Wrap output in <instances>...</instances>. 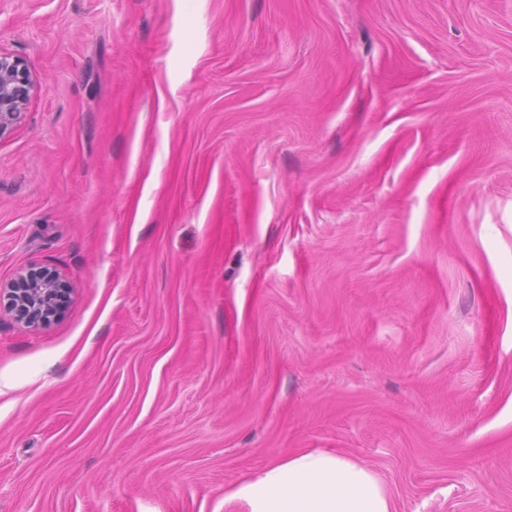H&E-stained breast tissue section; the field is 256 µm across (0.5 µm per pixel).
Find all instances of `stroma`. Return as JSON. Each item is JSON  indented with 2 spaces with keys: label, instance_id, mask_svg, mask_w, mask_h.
I'll list each match as a JSON object with an SVG mask.
<instances>
[{
  "label": "stroma",
  "instance_id": "35a3bbf8",
  "mask_svg": "<svg viewBox=\"0 0 512 512\" xmlns=\"http://www.w3.org/2000/svg\"><path fill=\"white\" fill-rule=\"evenodd\" d=\"M0 512H246L328 449L512 512V0H0ZM37 89L25 61L0 50V139L20 122ZM66 293L63 279L47 271H20L10 285L0 289L8 311L19 322L35 328L45 327L64 314Z\"/></svg>",
  "mask_w": 512,
  "mask_h": 512
}]
</instances>
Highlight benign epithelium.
Instances as JSON below:
<instances>
[{
    "label": "benign epithelium",
    "mask_w": 512,
    "mask_h": 512,
    "mask_svg": "<svg viewBox=\"0 0 512 512\" xmlns=\"http://www.w3.org/2000/svg\"><path fill=\"white\" fill-rule=\"evenodd\" d=\"M37 90L25 61L0 51V138L20 122L26 106ZM67 293L56 273L20 271L14 281L0 289L8 311L28 327H45L65 312Z\"/></svg>",
    "instance_id": "1"
}]
</instances>
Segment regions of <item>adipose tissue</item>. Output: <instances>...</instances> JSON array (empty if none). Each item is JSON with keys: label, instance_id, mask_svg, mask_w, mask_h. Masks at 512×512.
I'll return each instance as SVG.
<instances>
[{"label": "adipose tissue", "instance_id": "1", "mask_svg": "<svg viewBox=\"0 0 512 512\" xmlns=\"http://www.w3.org/2000/svg\"><path fill=\"white\" fill-rule=\"evenodd\" d=\"M230 496L244 501L248 512H393L373 471L330 450L273 462Z\"/></svg>", "mask_w": 512, "mask_h": 512}]
</instances>
